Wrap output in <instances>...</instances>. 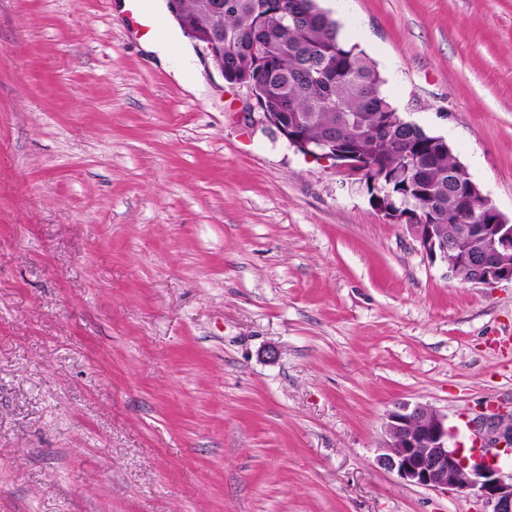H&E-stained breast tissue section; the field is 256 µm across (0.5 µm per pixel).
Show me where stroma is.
<instances>
[{"label": "stroma", "mask_w": 512, "mask_h": 512, "mask_svg": "<svg viewBox=\"0 0 512 512\" xmlns=\"http://www.w3.org/2000/svg\"><path fill=\"white\" fill-rule=\"evenodd\" d=\"M512 221V0H317ZM0 0V512H477L377 462L394 404L512 407L463 282L167 22Z\"/></svg>", "instance_id": "obj_1"}]
</instances>
